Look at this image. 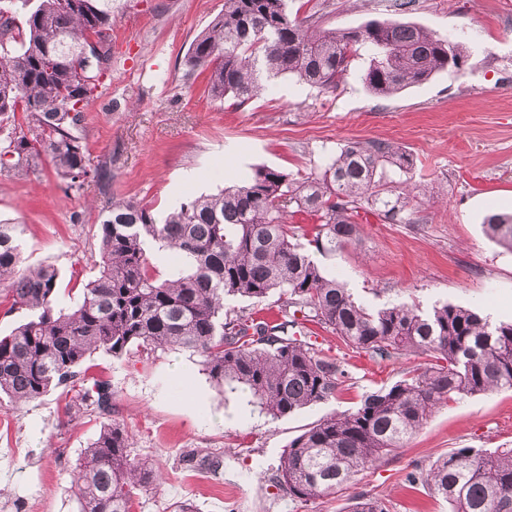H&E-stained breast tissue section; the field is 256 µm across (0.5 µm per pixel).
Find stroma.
<instances>
[{
    "mask_svg": "<svg viewBox=\"0 0 512 512\" xmlns=\"http://www.w3.org/2000/svg\"><path fill=\"white\" fill-rule=\"evenodd\" d=\"M300 16L339 31L395 19L394 0H295ZM224 0H112V63L78 131L91 164L112 175V194L163 215L189 198L242 184L255 168L322 170L351 141H387L412 155L409 174L424 195L409 224L362 216L359 239L316 254L360 303L449 302L512 320V251L488 239L483 223L512 214V0H416L406 18L454 36L462 71L379 97L356 59L335 91L281 76L267 96L236 106L212 98L185 60ZM97 187L65 191L49 158L24 176L0 172V223L23 227L25 264L57 271L60 298L98 274ZM312 342L340 361L348 378L335 399L273 420L242 393H223L187 350L119 357L99 351L89 376L112 385V416L132 454L153 459L162 484L143 491L135 512H348L354 496L383 498L390 512H448L406 476L457 448H512V390L442 406L408 446L360 472L342 492L292 500L276 483L289 442L319 419L354 409L424 356L383 362L315 329ZM68 388L23 406L0 402V506L8 512H78L71 477L101 427L97 414L70 407Z\"/></svg>",
    "mask_w": 512,
    "mask_h": 512,
    "instance_id": "obj_1",
    "label": "stroma"
}]
</instances>
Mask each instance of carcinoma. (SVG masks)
I'll list each match as a JSON object with an SVG mask.
<instances>
[{
  "label": "carcinoma",
  "mask_w": 512,
  "mask_h": 512,
  "mask_svg": "<svg viewBox=\"0 0 512 512\" xmlns=\"http://www.w3.org/2000/svg\"><path fill=\"white\" fill-rule=\"evenodd\" d=\"M0 0V124L24 114L0 140V171L23 175L47 156L65 190L82 195L95 183L108 197L98 228L99 276L60 306L53 267L24 265L19 225L0 224V301L27 312L0 336V395L35 402L52 388L74 385L98 351L182 349L219 388L248 393L273 419L325 403L347 373L336 358L303 340L306 325L329 329L350 348L374 359L407 353L437 362L405 370L399 380L366 395L353 410L326 416L292 439L278 467L279 487L292 499L334 495L368 465L382 462L441 406L512 389V322L491 323L452 303L423 312L404 303L368 309L347 285L314 261L343 250L360 235L359 211L407 224L419 203L409 181L389 186L378 171L411 169L409 155L382 141H353L329 157L323 172L297 178L259 167L240 186L183 202L163 217L131 200L111 197L107 167L92 168L74 129L98 93V68L78 75L72 58L90 38L112 43V0ZM368 91L386 97L460 68L459 43L402 19L370 21L327 31L288 12V0H225L186 58L206 74L210 95L238 106L266 91L265 78L291 76L333 91L360 53ZM316 217L312 238L296 241L289 213ZM487 237L512 249V215L492 214ZM168 247L180 268L161 279L147 251ZM277 291L274 320L224 312L226 298L261 301ZM79 407L104 418L72 480L78 512H133L142 490L163 481L151 462L131 457L123 424L112 418V386L80 385ZM407 483L448 501L450 512H512V448L483 453L460 448L438 458ZM350 512H389L360 494Z\"/></svg>",
  "instance_id": "1"
}]
</instances>
